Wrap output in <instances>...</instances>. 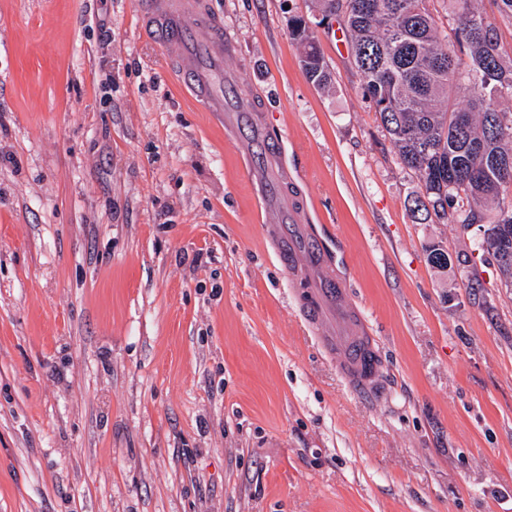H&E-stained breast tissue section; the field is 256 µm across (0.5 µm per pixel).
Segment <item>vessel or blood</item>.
Wrapping results in <instances>:
<instances>
[{
	"mask_svg": "<svg viewBox=\"0 0 512 512\" xmlns=\"http://www.w3.org/2000/svg\"><path fill=\"white\" fill-rule=\"evenodd\" d=\"M138 8L144 35L158 39L168 61L189 85L194 105L203 112L224 113L234 129L249 130L255 141L268 145L267 162L275 164L278 140L264 121L260 102L237 92L224 93L221 87L223 75L214 64L238 50L223 23L201 15L195 0H138ZM298 220L295 209H283L281 221L289 229L277 257L289 277L305 278L310 267L327 265V245L319 233L296 230ZM304 307L305 319L315 329L328 313H335V330L323 333L318 342L327 352L340 355L339 371L352 393L377 400L383 352L364 313L349 300L341 278L328 273L311 290Z\"/></svg>",
	"mask_w": 512,
	"mask_h": 512,
	"instance_id": "1",
	"label": "vessel or blood"
}]
</instances>
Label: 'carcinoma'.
Returning <instances> with one entry per match:
<instances>
[{"instance_id": "carcinoma-1", "label": "carcinoma", "mask_w": 512, "mask_h": 512, "mask_svg": "<svg viewBox=\"0 0 512 512\" xmlns=\"http://www.w3.org/2000/svg\"><path fill=\"white\" fill-rule=\"evenodd\" d=\"M343 18L350 56L364 95L398 150L401 164L423 189L416 211L442 218L452 210L465 227L484 224L481 247L512 272V112L494 100L512 94V63L504 60L494 28L472 0H451L454 41L441 37L427 0H317ZM292 36L303 46L311 82H331L323 58L296 19ZM467 49L464 62L456 48ZM457 88L472 95L459 106ZM460 181L448 188V170Z\"/></svg>"}]
</instances>
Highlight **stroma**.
Here are the masks:
<instances>
[{
    "label": "stroma",
    "mask_w": 512,
    "mask_h": 512,
    "mask_svg": "<svg viewBox=\"0 0 512 512\" xmlns=\"http://www.w3.org/2000/svg\"><path fill=\"white\" fill-rule=\"evenodd\" d=\"M384 353L354 396L282 200L137 0H0V512H512V280L420 193L313 0H198ZM301 16L333 81L306 77ZM448 251L432 267L425 245ZM326 248V242L318 232L301 233L294 226H288V231L283 227V242L277 248V257L291 279L306 278L310 267L328 264Z\"/></svg>",
    "instance_id": "1"
}]
</instances>
